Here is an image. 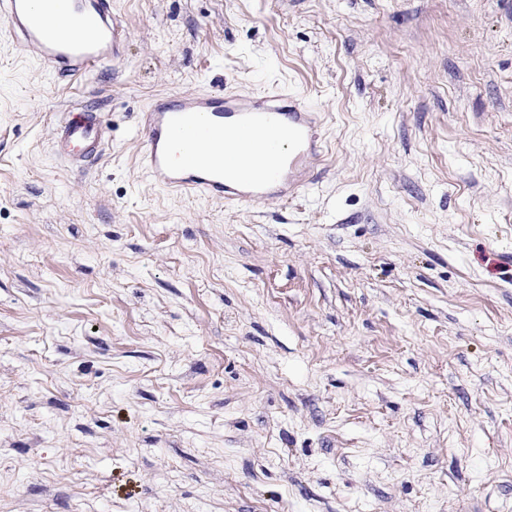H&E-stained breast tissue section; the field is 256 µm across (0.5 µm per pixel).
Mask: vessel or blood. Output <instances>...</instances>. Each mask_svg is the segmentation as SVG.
<instances>
[{"mask_svg": "<svg viewBox=\"0 0 512 512\" xmlns=\"http://www.w3.org/2000/svg\"><path fill=\"white\" fill-rule=\"evenodd\" d=\"M23 49L54 75H82L118 58L124 28L112 0H0ZM91 38H82V31ZM147 161L168 188L220 196L226 202L290 198L304 186L320 148L314 112L286 93L183 96L155 103L146 114ZM101 116L68 112L54 148L81 168L104 144ZM201 139L207 151H195Z\"/></svg>", "mask_w": 512, "mask_h": 512, "instance_id": "vessel-or-blood-1", "label": "vessel or blood"}]
</instances>
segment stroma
I'll return each instance as SVG.
<instances>
[{
  "label": "stroma",
  "instance_id": "stroma-1",
  "mask_svg": "<svg viewBox=\"0 0 512 512\" xmlns=\"http://www.w3.org/2000/svg\"><path fill=\"white\" fill-rule=\"evenodd\" d=\"M112 6L78 77L0 26V512H512V0ZM275 90L295 197L150 179L157 100ZM104 130L101 116L85 110H72L55 129V151L69 165L82 168L101 153Z\"/></svg>",
  "mask_w": 512,
  "mask_h": 512
}]
</instances>
